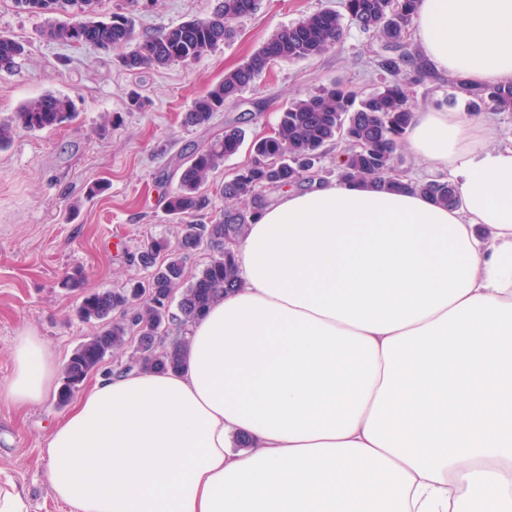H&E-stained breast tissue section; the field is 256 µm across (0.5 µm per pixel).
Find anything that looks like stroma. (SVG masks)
<instances>
[{"label": "stroma", "mask_w": 512, "mask_h": 512, "mask_svg": "<svg viewBox=\"0 0 512 512\" xmlns=\"http://www.w3.org/2000/svg\"><path fill=\"white\" fill-rule=\"evenodd\" d=\"M217 0H97L100 18L123 13L136 34L147 37L190 19L211 15ZM320 10L343 12L344 0H259L237 22L232 38L199 61L129 71L116 54L52 41L50 13L30 12L16 0H0V32L22 42L15 67L0 70V121L45 93L73 99L76 111L63 124L18 130L0 151V380L12 370L17 336H40L57 365L98 327L76 316L77 293L63 286L81 272L89 291L118 288L143 271L135 255L153 238L176 240L181 232L165 211L177 186L176 166L193 150L241 123L247 139L268 135L292 100L340 80L372 90L383 79L368 61L372 35L347 25L342 41L321 55L272 63L239 99L216 113L210 125L184 127L194 99L239 66L284 26ZM145 97L129 110L127 94ZM108 189L90 195L95 183ZM55 398L20 409L0 401V470L29 497V512H70L58 501L44 472V440L63 416Z\"/></svg>", "instance_id": "35a3bbf8"}]
</instances>
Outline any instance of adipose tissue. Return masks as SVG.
Wrapping results in <instances>:
<instances>
[{"instance_id":"ef3b65f1","label":"adipose tissue","mask_w":512,"mask_h":512,"mask_svg":"<svg viewBox=\"0 0 512 512\" xmlns=\"http://www.w3.org/2000/svg\"><path fill=\"white\" fill-rule=\"evenodd\" d=\"M435 70L512 83V0H420ZM404 143L459 204L333 181L237 245L241 288L175 372L98 376L44 442L71 512H512V145L418 108ZM24 331L0 400L44 403Z\"/></svg>"}]
</instances>
